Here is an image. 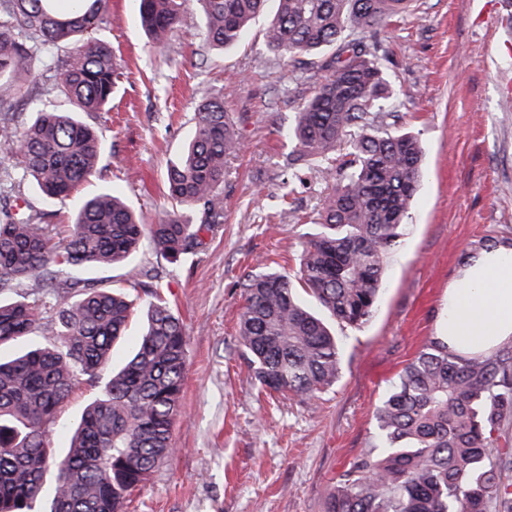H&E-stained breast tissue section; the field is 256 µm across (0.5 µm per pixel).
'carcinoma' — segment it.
Listing matches in <instances>:
<instances>
[{
  "label": "carcinoma",
  "instance_id": "cac0c4a2",
  "mask_svg": "<svg viewBox=\"0 0 512 512\" xmlns=\"http://www.w3.org/2000/svg\"><path fill=\"white\" fill-rule=\"evenodd\" d=\"M110 0H0V105L25 95L19 81L47 63L65 112L41 110L19 127L0 114V145L15 150L0 172V512H125L174 448L188 336L159 280L128 275L147 306V328L131 357L112 368L113 347L128 335L136 303L120 289L73 276L77 269L126 266L150 240L170 264L201 245L198 224L224 223L225 163L242 141L224 97L209 96L193 133L166 170L172 209L149 226L119 191L78 199L70 233L58 236L51 213L32 205L20 185L48 202L88 182L104 154L81 115L105 112L121 75L112 47L93 34ZM149 42L163 45L186 0H132ZM268 0H196L202 38L214 49L237 45ZM268 49L306 65L292 93L314 85L289 134L297 153L282 180L287 194L313 158L327 184L319 231L291 274L247 276L238 335L262 391L310 399L341 374V350L328 324L302 300L312 298L344 326L376 310L387 260L423 177L417 137L395 131L403 115L383 67L378 30L412 0H275ZM59 44L68 46L54 57ZM40 334L48 346H30ZM105 380L57 456L49 440L73 392ZM380 444L352 463L329 491L327 512H512V450L495 435L512 424V346L463 356L432 341L399 375L377 411Z\"/></svg>",
  "mask_w": 512,
  "mask_h": 512
}]
</instances>
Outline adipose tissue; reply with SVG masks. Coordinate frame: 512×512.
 <instances>
[{
	"label": "adipose tissue",
	"mask_w": 512,
	"mask_h": 512,
	"mask_svg": "<svg viewBox=\"0 0 512 512\" xmlns=\"http://www.w3.org/2000/svg\"><path fill=\"white\" fill-rule=\"evenodd\" d=\"M441 340L463 355L512 343V249L482 254L448 290Z\"/></svg>",
	"instance_id": "1"
}]
</instances>
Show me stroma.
<instances>
[{"instance_id": "obj_1", "label": "stroma", "mask_w": 512, "mask_h": 512, "mask_svg": "<svg viewBox=\"0 0 512 512\" xmlns=\"http://www.w3.org/2000/svg\"><path fill=\"white\" fill-rule=\"evenodd\" d=\"M201 25L188 5L156 47L132 0H110L98 32L122 75L110 110L87 117L106 153L81 193L121 189L147 223L157 221L170 209L166 168L208 93L223 95L243 142L226 166L224 222L202 232L198 254L170 264L146 243L133 261L160 269L189 344L176 451L131 493L127 512H325L330 487L374 442L382 399L438 336L468 245L512 242V103L498 91L512 79V0H417L381 31L395 106L421 142L426 176L374 316L336 325L341 374L310 400L260 391L237 335L246 276L274 261L293 269L318 230L325 189L316 170L292 201L280 190L302 99L284 92L290 72L266 46L264 20L221 54L203 43ZM47 85L36 74L12 103L17 125L38 107L65 108Z\"/></svg>"}]
</instances>
